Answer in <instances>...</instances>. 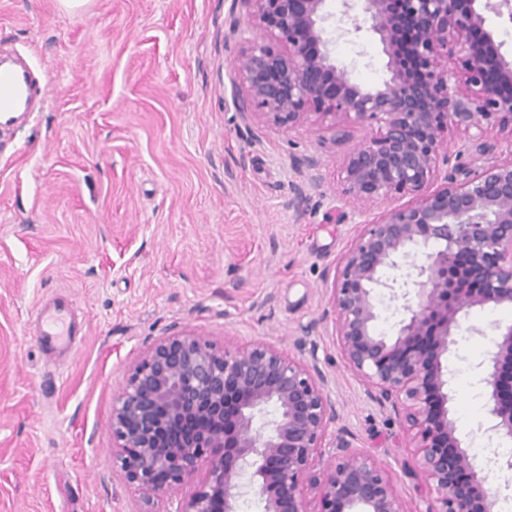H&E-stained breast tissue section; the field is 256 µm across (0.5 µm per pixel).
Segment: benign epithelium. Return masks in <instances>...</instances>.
Wrapping results in <instances>:
<instances>
[{"mask_svg": "<svg viewBox=\"0 0 512 512\" xmlns=\"http://www.w3.org/2000/svg\"><path fill=\"white\" fill-rule=\"evenodd\" d=\"M224 43L235 44L233 104L242 118L283 129L308 124L344 134L369 127L345 160V194L373 206L405 205L361 225L334 273L331 304L342 362L366 397L407 431L426 492L417 512H498L485 467L450 410L448 354L476 309L512 308V56L485 13L512 0H401L412 22L400 63L391 0H339L336 39L369 34L388 77L365 90L332 56L327 0H235ZM258 30V39L244 36ZM472 134L477 168L451 153L452 131ZM502 136L491 142L485 135ZM455 164L444 175L438 162ZM319 160H306L308 185ZM306 185V186H308ZM294 184L288 208L306 216L311 196ZM406 267L398 280L385 271ZM402 301L392 337L376 332L377 298ZM475 364L481 386L476 432L512 444V323ZM235 401L232 418L226 403ZM274 411H269V407ZM335 402L316 362L262 342L219 346L194 332L164 336L134 365L112 405V440L128 482L172 512H238L251 495L263 512H411L391 468L339 431L336 461L323 463Z\"/></svg>", "mask_w": 512, "mask_h": 512, "instance_id": "benign-epithelium-1", "label": "benign epithelium"}]
</instances>
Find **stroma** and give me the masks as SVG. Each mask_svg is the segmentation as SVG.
Instances as JSON below:
<instances>
[{"label":"stroma","mask_w":512,"mask_h":512,"mask_svg":"<svg viewBox=\"0 0 512 512\" xmlns=\"http://www.w3.org/2000/svg\"><path fill=\"white\" fill-rule=\"evenodd\" d=\"M233 0H0V49L27 60L47 94L0 148V512H168L112 455V405L142 353L195 330L216 343L315 347L338 425L392 468L411 512L421 481L408 436L368 403L340 357L335 267L362 213L342 195L343 141L309 125L242 119L232 104ZM379 87L386 58L348 37L332 47ZM320 162L309 211L288 208L298 162ZM78 307L73 352L40 346L33 314ZM479 338L461 337L452 413L469 432Z\"/></svg>","instance_id":"35a3bbf8"}]
</instances>
